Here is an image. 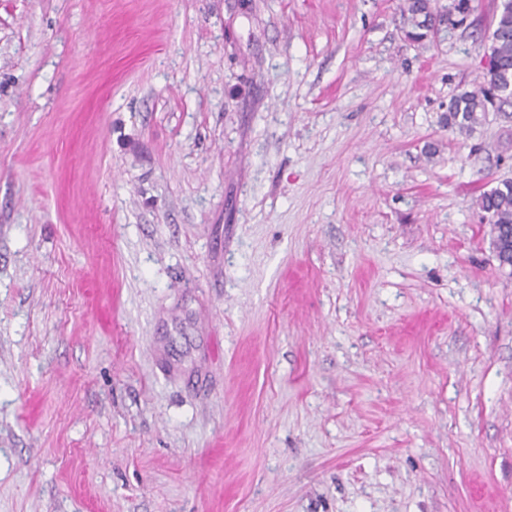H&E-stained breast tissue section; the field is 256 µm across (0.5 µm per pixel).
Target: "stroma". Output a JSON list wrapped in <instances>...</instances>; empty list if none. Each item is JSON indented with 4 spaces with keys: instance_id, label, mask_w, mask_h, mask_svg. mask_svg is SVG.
Segmentation results:
<instances>
[{
    "instance_id": "1",
    "label": "stroma",
    "mask_w": 512,
    "mask_h": 512,
    "mask_svg": "<svg viewBox=\"0 0 512 512\" xmlns=\"http://www.w3.org/2000/svg\"><path fill=\"white\" fill-rule=\"evenodd\" d=\"M474 6L0 0V512H512ZM467 1L472 0H449L448 5L439 6L432 3L438 2L437 0H403L402 11L410 15L412 26V29L406 32V38L412 42L433 38L438 30L436 25L440 24L452 9L462 11Z\"/></svg>"
}]
</instances>
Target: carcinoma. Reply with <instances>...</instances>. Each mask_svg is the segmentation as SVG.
Here are the masks:
<instances>
[{"mask_svg":"<svg viewBox=\"0 0 512 512\" xmlns=\"http://www.w3.org/2000/svg\"><path fill=\"white\" fill-rule=\"evenodd\" d=\"M467 0H449L444 6L434 0H403L402 11L411 18L412 29L406 38L421 42L434 36L436 25L451 10L462 11ZM493 31L485 55V84L477 90L454 96L448 104V128L470 132L485 118L486 112L512 107V4L504 5L491 20ZM479 209L491 224V246L497 259L512 255V180H505L483 192L477 199Z\"/></svg>","mask_w":512,"mask_h":512,"instance_id":"1","label":"carcinoma"}]
</instances>
